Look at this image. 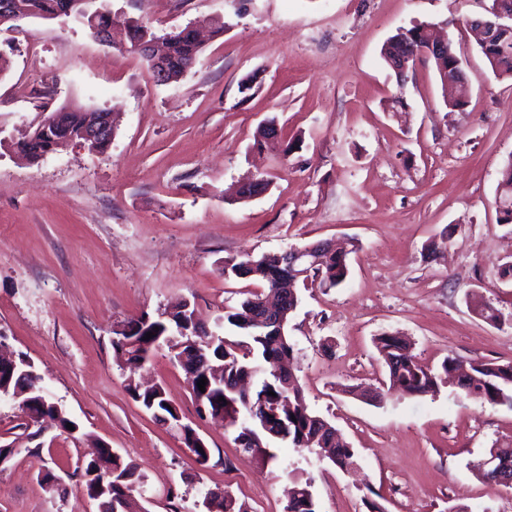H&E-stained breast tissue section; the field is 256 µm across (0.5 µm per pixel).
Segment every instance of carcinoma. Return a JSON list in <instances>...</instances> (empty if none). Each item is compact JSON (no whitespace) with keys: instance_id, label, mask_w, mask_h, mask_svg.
Returning <instances> with one entry per match:
<instances>
[{"instance_id":"obj_1","label":"carcinoma","mask_w":512,"mask_h":512,"mask_svg":"<svg viewBox=\"0 0 512 512\" xmlns=\"http://www.w3.org/2000/svg\"><path fill=\"white\" fill-rule=\"evenodd\" d=\"M20 3L36 18L47 19L55 14L60 0H20ZM88 2L77 6L82 18L92 30L108 24V15L104 12L87 9ZM490 8L500 12L503 16L504 29L497 32L491 39L478 42L481 53L486 57L494 74L512 78V0H491ZM428 26L420 24L410 29H399L389 38L382 48V57L387 65H392L397 52L405 50L409 45L424 43L427 40ZM157 36V32L143 24L136 23L130 29L127 43L130 48L142 53L141 44L146 39ZM168 41V67L171 76L180 78L183 75V66L189 60H198L201 45L195 39L193 31L184 27L166 34ZM449 52L446 55H432L436 69L442 81L443 96L448 108L464 111L469 98V91L462 71L454 67L453 44H448ZM63 122L54 123L53 116H48V132L33 135L18 145V152L24 157L35 160L47 154L54 140L66 138L76 133L87 122L90 110L79 107H62ZM499 197L496 201L499 222L512 224V159L500 171ZM308 274L296 277L286 272L283 254H263L259 257H248L236 261L230 259L224 262V276L240 279H250L260 283L263 293L250 296L240 305L224 313V321L242 332L238 339H231L219 334L199 336V346L196 354L188 356V361L182 368L193 374L195 380L207 379L205 391L193 386V395L201 414L229 415L227 405L232 401H241V398L228 390L225 378L239 376L247 373L256 365L268 358L293 359L294 347L287 338L271 335L264 330L247 326L243 317L252 309L253 300L267 295H279L284 288L292 289L297 294L301 285L307 282H319L324 288H334L342 284L348 274L346 254L343 252H330L321 250L317 253V260L307 267ZM165 323L168 325L167 335L152 339L158 344L167 347L171 359L180 361L186 352L182 345L187 338L183 333L193 334L194 310L188 305L181 306L175 320L165 319L159 321L144 315L126 324L131 331V337L144 341L146 333L153 331L154 326ZM115 359L119 367L128 373L127 390L131 397L141 406L152 413L156 419L170 423V427L178 424L181 415L172 402L166 397L160 386L140 388L134 381V376L145 367L146 362L141 350L134 349L121 341L112 342ZM403 353L401 366L388 368V384L391 389L406 391H435L441 379H459L466 383L467 390L464 395L477 398L491 405L499 404L504 400L512 403V364L495 365L490 368L488 364H469L456 357H447L441 364V370L433 371L419 363L412 353L409 344L402 346ZM27 384L24 378L14 375L9 379L0 374V393L23 400H30L32 408L36 411L53 415L57 412L56 403L49 395L42 393H26ZM274 395H269V392ZM251 407L260 411H269L275 418L269 420L270 428L263 436L267 440L273 436L280 437L282 441L294 448L314 450L320 449L329 458V439L322 433L324 424L328 420L309 409L301 386L293 375L286 378L275 376L259 379L255 390L249 394ZM142 475L132 462L121 459L112 461V510L114 512H130L133 509L132 492L140 485ZM293 497L289 500L288 512H316V502L310 490V483L300 479L295 480L292 489ZM214 512H249V507L236 499L229 491L215 506Z\"/></svg>"}]
</instances>
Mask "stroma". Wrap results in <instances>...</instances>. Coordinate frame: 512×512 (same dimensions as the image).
<instances>
[{"label":"stroma","mask_w":512,"mask_h":512,"mask_svg":"<svg viewBox=\"0 0 512 512\" xmlns=\"http://www.w3.org/2000/svg\"><path fill=\"white\" fill-rule=\"evenodd\" d=\"M489 0H95L121 24L166 33L224 23L179 82L162 84L128 48L72 17L0 25V338L25 354L78 429L30 437L17 401L0 397V512H96L77 457L107 443L143 477L146 512H205L222 486L251 512H285L292 476L311 484L318 512H512V488L477 475L490 449L512 445V407L454 385L409 396L380 392L381 335L404 338L425 366L449 356L512 363V224L498 221L500 170L512 157V79L496 76L467 21ZM447 25L469 86L449 111L439 75L418 60L408 108L392 114L381 47L397 29ZM256 76L251 99L240 80ZM70 104L118 114L106 151L73 142L36 161L16 146L45 113ZM275 119L291 153L255 144ZM264 174L266 192L234 190ZM322 241L349 249L335 288L300 289L288 319L294 373L309 408L355 450L356 471L273 441L274 460L243 454L236 429L200 418L185 371L167 349L144 374L160 383L207 442L194 463L179 434L126 389L112 329L158 317L181 300L214 328L252 286L225 260ZM486 302L491 324L469 304ZM62 479L44 488L41 467Z\"/></svg>","instance_id":"stroma-1"}]
</instances>
